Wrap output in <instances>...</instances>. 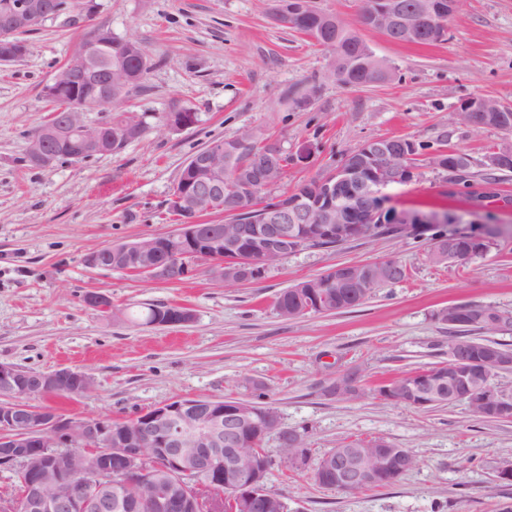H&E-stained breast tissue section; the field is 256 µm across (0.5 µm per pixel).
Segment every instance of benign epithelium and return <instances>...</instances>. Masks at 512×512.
Segmentation results:
<instances>
[{
  "label": "benign epithelium",
  "instance_id": "obj_1",
  "mask_svg": "<svg viewBox=\"0 0 512 512\" xmlns=\"http://www.w3.org/2000/svg\"><path fill=\"white\" fill-rule=\"evenodd\" d=\"M307 9V0H284L277 16L286 21ZM455 9L456 0H425L421 15L446 18ZM59 13L53 0H14L3 28L17 34L21 24L41 23ZM361 23L368 28L390 24L414 40L422 32L421 19L402 14L398 0H371ZM376 60L373 52L365 50L353 64L331 70L334 76L349 79L370 70ZM488 111L490 106L482 97L459 106L465 117ZM81 114V109L72 110L63 131H51L52 139L63 136L73 142L75 160L101 153L109 128L74 123L72 117ZM415 151L411 140L390 150L374 140L365 142L318 176L309 190L286 203L267 206L261 224H236L233 233L226 235L220 225L193 221L163 235L160 243L103 246L91 252L85 263L111 271H127L133 265L149 277L176 281L192 275L195 264L206 258L214 280L241 284L259 279L272 260L298 250L304 224L317 225L324 238L339 243L368 236L387 217L407 229L413 224H445L447 216L442 212L421 215L392 209L385 193L386 188L407 182ZM222 153L221 143L211 144L194 171L210 167ZM29 155L42 167L63 157L59 148H48L42 136L36 138ZM218 191L216 181L198 178L192 190H176L170 200L178 211L197 219L211 210ZM353 273L354 265L340 264L327 272L325 280L310 279L308 288L299 291L308 302L302 312L331 311L328 289L350 287ZM83 300L104 312L112 307L107 296L95 291L86 293ZM482 364L489 379L512 372V352L491 349ZM63 383L70 384L75 394L90 388V378L80 371L57 369L33 375L0 363V467L15 471L22 483L12 512H204L225 487L233 490L224 500L225 512H253L259 502L269 512H285L284 500L262 485L258 465L262 449L244 447L249 429L257 427L266 433L280 429L273 411L250 399L184 397L142 410L130 423L117 425L110 417H66L31 403L33 396L51 395ZM461 398L471 408L479 405L493 417L512 419V396L496 386L480 390L465 386ZM367 455L337 448L326 457L323 470L343 489L364 488L382 473V467L372 464ZM153 468L160 479L149 491H131L136 476Z\"/></svg>",
  "mask_w": 512,
  "mask_h": 512
}]
</instances>
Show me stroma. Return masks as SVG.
<instances>
[{
    "label": "stroma",
    "instance_id": "1",
    "mask_svg": "<svg viewBox=\"0 0 512 512\" xmlns=\"http://www.w3.org/2000/svg\"><path fill=\"white\" fill-rule=\"evenodd\" d=\"M98 23L140 41L151 67L143 86L116 108L85 113L97 124L119 115L142 124L119 153L31 167L28 140L49 116L43 90L77 49L84 21L48 20L27 36L21 59L0 63V362L36 373L70 368L91 379L81 395H52L45 405L68 417L133 418L141 409L183 397L251 396L308 448L307 469L292 470L277 435L263 442L274 465L268 485L288 512H512V485L495 481L512 460V420L485 421L466 405L420 409L381 398L376 385L448 358V328L434 315L453 303L512 313V170L483 176L512 131L474 129L454 113L461 101L486 97L512 105V0H458L442 39L411 44L364 28L365 0H309L335 15L393 79L347 87L329 70L325 48L287 27L276 0H98ZM196 115L185 129L166 113ZM259 130L291 160L278 185L300 183L372 140L420 143L413 178L389 187L397 208L453 211L468 223L502 232L468 261L435 264L428 244L404 234L364 237L333 247H304L251 283L223 285L205 269L180 282L94 270L86 256L176 229L167 201L182 166L209 143ZM312 144L308 162L295 159ZM466 153L470 187L448 182L433 150ZM399 260L407 276L378 289L362 306L279 316L277 295L339 263ZM112 301L111 314L85 305L87 291ZM147 303L188 308L175 326H135L126 312ZM359 371L356 398L325 393ZM376 438L409 450L415 467L395 485L345 492L317 485L311 468L344 442Z\"/></svg>",
    "mask_w": 512,
    "mask_h": 512
}]
</instances>
